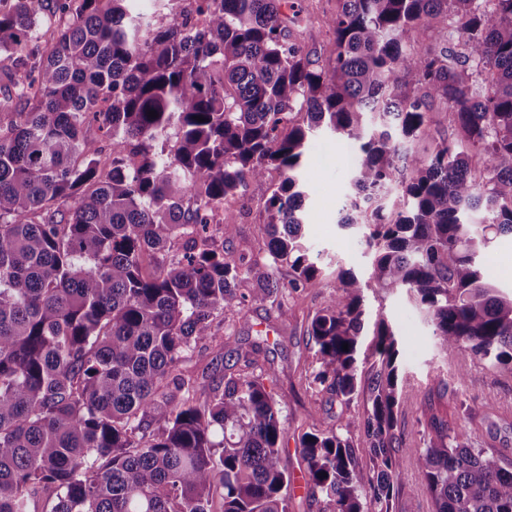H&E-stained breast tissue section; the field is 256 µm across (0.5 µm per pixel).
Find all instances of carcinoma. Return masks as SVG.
Here are the masks:
<instances>
[{
	"label": "carcinoma",
	"instance_id": "1",
	"mask_svg": "<svg viewBox=\"0 0 512 512\" xmlns=\"http://www.w3.org/2000/svg\"><path fill=\"white\" fill-rule=\"evenodd\" d=\"M181 2L165 20L130 0H0V512L39 491L51 512H290L260 345L204 402L182 363L223 344L220 316L268 303L290 320L278 267L293 291L321 274L296 174L322 125L358 145L341 225L365 229L373 269L340 273L308 317L313 382L366 404L360 443L341 424L299 437L310 498L391 512L405 447L435 512H512V464L466 426L425 412L406 446L385 319L370 376L356 358L375 287L409 294L442 348L512 368V294L479 263L512 235V0H339L323 61L291 40L288 0H190L200 24ZM420 25L443 42L406 45ZM438 103L450 134L403 148ZM272 168L263 247L235 253L215 212Z\"/></svg>",
	"mask_w": 512,
	"mask_h": 512
}]
</instances>
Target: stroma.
<instances>
[{"instance_id":"1","label":"stroma","mask_w":512,"mask_h":512,"mask_svg":"<svg viewBox=\"0 0 512 512\" xmlns=\"http://www.w3.org/2000/svg\"><path fill=\"white\" fill-rule=\"evenodd\" d=\"M297 3L301 12L292 27L293 40L307 50L326 53L333 36L325 20L335 13L338 0H297ZM348 148L345 138L322 127L314 132L306 154L309 188L304 206L308 220L305 243L311 253L318 255L322 275L290 296L298 320L321 308L335 293L339 272L350 270L365 278L371 271L372 257L360 242L359 228L339 225L353 197V165L342 158ZM282 178L280 171H270L263 181L249 183L234 201L225 205V222L238 228L228 244L229 250L239 252L262 241L260 209L272 185ZM482 271L486 283L505 292L512 290L511 235L497 236L489 243L482 257ZM366 314L367 324H374L382 316L397 334L406 409L401 428L408 441L419 440L422 428L418 419L424 409L449 416L462 397L473 410V418L467 424L472 444L512 458V414L502 411L504 405H512L511 372L440 349L424 312L406 293L368 295ZM298 320L285 326L269 306H252L246 320L225 322L221 329L226 336L223 347L213 346L193 353L190 365L199 372L198 383L205 388L211 382L203 374L208 364L224 368L230 362L231 351L247 349L255 343L261 345L258 366L266 371L274 370L272 388L282 408L283 455L293 476L291 512H319L318 504L312 503L307 493L306 467L300 457L298 437L303 432L338 423L358 427L365 408L362 399L345 403L304 380V373L319 369L320 364ZM395 481L398 494L393 512H434V503L412 456H404Z\"/></svg>"}]
</instances>
